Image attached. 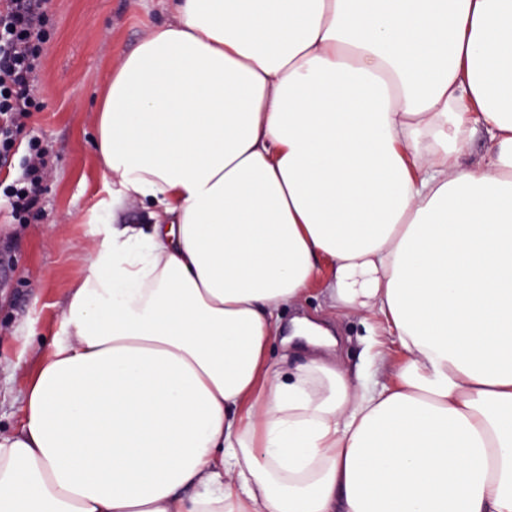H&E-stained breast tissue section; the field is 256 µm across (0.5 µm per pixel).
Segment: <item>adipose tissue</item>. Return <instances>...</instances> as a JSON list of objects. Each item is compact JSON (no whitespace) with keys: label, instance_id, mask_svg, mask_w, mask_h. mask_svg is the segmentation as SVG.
I'll list each match as a JSON object with an SVG mask.
<instances>
[{"label":"adipose tissue","instance_id":"adipose-tissue-1","mask_svg":"<svg viewBox=\"0 0 512 512\" xmlns=\"http://www.w3.org/2000/svg\"><path fill=\"white\" fill-rule=\"evenodd\" d=\"M172 9L101 93L105 219L0 512H512V0ZM316 285L391 382L270 362Z\"/></svg>","mask_w":512,"mask_h":512}]
</instances>
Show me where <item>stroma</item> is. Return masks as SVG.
<instances>
[{
    "instance_id": "35a3bbf8",
    "label": "stroma",
    "mask_w": 512,
    "mask_h": 512,
    "mask_svg": "<svg viewBox=\"0 0 512 512\" xmlns=\"http://www.w3.org/2000/svg\"><path fill=\"white\" fill-rule=\"evenodd\" d=\"M47 39L37 70V110L0 163V191L18 180L30 139L46 151L48 175L39 196L42 218L15 220L0 194V435L22 423L17 398L84 275L106 176L98 164L96 108L113 65L148 29L172 16L171 0H46ZM37 340H30V331ZM339 354L355 383L385 382L372 365L368 330L359 320L338 329Z\"/></svg>"
}]
</instances>
